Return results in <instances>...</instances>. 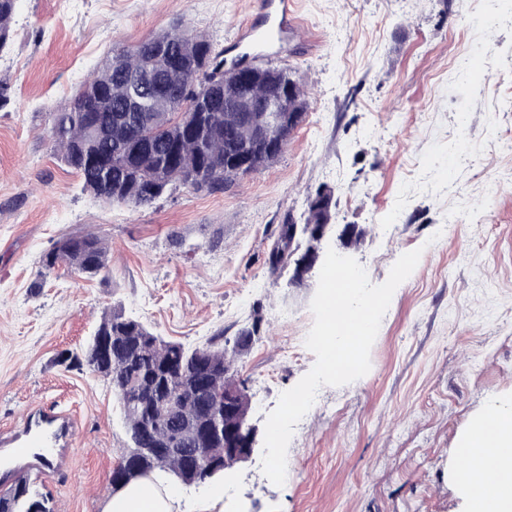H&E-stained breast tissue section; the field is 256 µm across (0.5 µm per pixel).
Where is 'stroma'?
Segmentation results:
<instances>
[{
    "mask_svg": "<svg viewBox=\"0 0 512 512\" xmlns=\"http://www.w3.org/2000/svg\"><path fill=\"white\" fill-rule=\"evenodd\" d=\"M301 30L260 61L288 68L310 106L276 163L218 192L180 186L152 206L107 204L53 152L51 114L110 55L183 22L225 58L258 0H18L0 53V435L38 408L77 421L50 485L53 512H105L127 446L109 384L57 365L115 306L196 348L263 320L237 362L264 430L279 396L316 357L305 339L318 285L271 274L280 227L336 192L322 245L356 259L372 284L404 253L398 286L362 378L319 389L295 427L287 477L262 447L220 486L224 512H465L461 435L512 393V0H294ZM496 25H486L487 12ZM362 229L342 245L345 225ZM95 232L109 263L86 279L41 274L43 253ZM298 356H289V348Z\"/></svg>",
    "mask_w": 512,
    "mask_h": 512,
    "instance_id": "obj_1",
    "label": "stroma"
}]
</instances>
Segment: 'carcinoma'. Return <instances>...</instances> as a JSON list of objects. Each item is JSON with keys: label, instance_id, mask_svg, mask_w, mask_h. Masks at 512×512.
<instances>
[{"label": "carcinoma", "instance_id": "cac0c4a2", "mask_svg": "<svg viewBox=\"0 0 512 512\" xmlns=\"http://www.w3.org/2000/svg\"><path fill=\"white\" fill-rule=\"evenodd\" d=\"M17 0H0V52L13 40V20ZM138 53L128 56L132 72L153 74L170 92L169 109L153 112L155 124L141 128L125 126L129 115L126 95L127 74L104 65L83 83L73 99L51 113L50 135L55 154L81 177L83 188L111 204L149 207L160 195L146 193L145 187L161 182L164 190L179 185L197 188L196 174H208L209 189L221 190L236 180L225 159L233 152L253 157L252 172L275 163L296 129L269 132L277 147L262 151L239 120L232 106L237 99L260 103L292 78L288 69L267 66L258 78L237 82L234 75L224 79L219 98L205 92L207 82L224 73V53L214 50L203 35L173 27L136 45ZM190 112L198 118V131L187 132L169 115ZM106 133L91 139L86 122ZM330 212L308 202L303 225L306 250L320 249L310 226L329 224ZM63 253L64 264L86 279L107 269L108 248L94 233L67 238L54 246ZM296 250L270 254L268 264L276 271L295 261ZM261 317L254 316L250 327L236 336L232 348L224 344V334L194 349L167 341L141 322L125 316L120 309L104 311L95 330L112 337L111 355L98 358L92 348L71 355L65 367L88 368L106 380L118 396L126 420L127 449L144 448L140 465L123 483L112 485L115 492L129 483L165 472L184 485L191 484L190 468L200 469L201 482L224 479L226 469L236 460L224 452L225 437L206 442L203 430L215 413H224V390L236 392L234 413L224 424L240 443L256 437L249 422L250 395L239 379L234 355L245 351L259 332ZM12 503L13 512H38L49 508V500L27 482L18 483L0 498Z\"/></svg>", "mask_w": 512, "mask_h": 512}]
</instances>
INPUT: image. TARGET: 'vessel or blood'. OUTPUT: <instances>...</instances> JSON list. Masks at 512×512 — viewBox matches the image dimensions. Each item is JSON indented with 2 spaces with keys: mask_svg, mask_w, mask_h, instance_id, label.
I'll list each match as a JSON object with an SVG mask.
<instances>
[{
  "mask_svg": "<svg viewBox=\"0 0 512 512\" xmlns=\"http://www.w3.org/2000/svg\"><path fill=\"white\" fill-rule=\"evenodd\" d=\"M290 0H260L261 20L243 30L239 41L246 52L261 50L272 40L286 41L298 29L297 20L288 8ZM75 419L67 413L40 411L28 413L12 433L0 439V447L8 449L14 462L20 463L24 472H32L52 479L53 470L42 467L40 451L57 452L70 445L75 429Z\"/></svg>",
  "mask_w": 512,
  "mask_h": 512,
  "instance_id": "vessel-or-blood-1",
  "label": "vessel or blood"
}]
</instances>
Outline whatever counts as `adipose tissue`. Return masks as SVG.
Masks as SVG:
<instances>
[{
    "instance_id": "adipose-tissue-1",
    "label": "adipose tissue",
    "mask_w": 512,
    "mask_h": 512,
    "mask_svg": "<svg viewBox=\"0 0 512 512\" xmlns=\"http://www.w3.org/2000/svg\"><path fill=\"white\" fill-rule=\"evenodd\" d=\"M496 421L492 439L483 436V420H476L462 437L459 455L468 457L466 473L457 482L467 512H512V394L492 400ZM106 512H181L165 476L156 475L129 484L115 496Z\"/></svg>"
}]
</instances>
